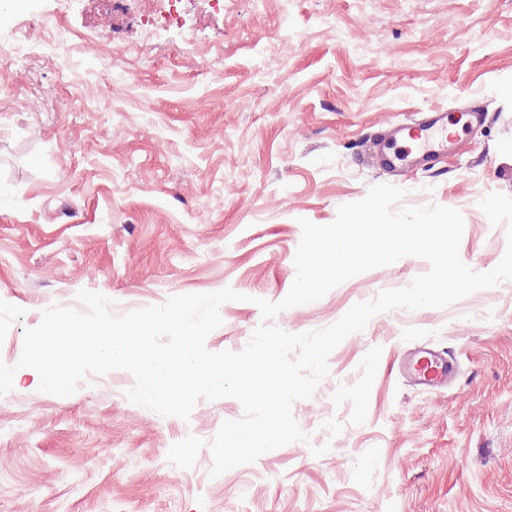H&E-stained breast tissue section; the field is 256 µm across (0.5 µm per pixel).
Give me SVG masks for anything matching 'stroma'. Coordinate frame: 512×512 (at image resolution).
Here are the masks:
<instances>
[{
  "mask_svg": "<svg viewBox=\"0 0 512 512\" xmlns=\"http://www.w3.org/2000/svg\"><path fill=\"white\" fill-rule=\"evenodd\" d=\"M17 0L0 21V362L46 310L113 315L225 288L208 351L273 325L305 334L429 271L407 256L265 318L295 278L301 220L332 223L371 187L398 208L459 211V257L492 271L512 197V0ZM27 55L7 61L16 31ZM112 59V72L95 68ZM480 107L473 125L467 114ZM459 124L424 163L385 141L434 116ZM398 170L370 156L374 144ZM448 357L429 389L398 350ZM124 370L60 397L0 395V512H512V281L443 308L373 316L293 403L303 440L212 476L231 397L188 418L132 403Z\"/></svg>",
  "mask_w": 512,
  "mask_h": 512,
  "instance_id": "stroma-1",
  "label": "stroma"
}]
</instances>
